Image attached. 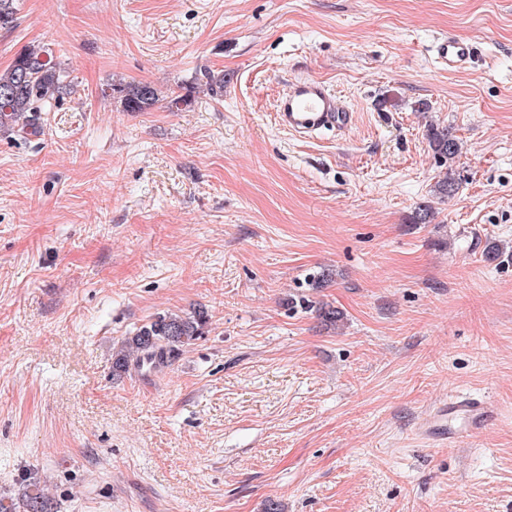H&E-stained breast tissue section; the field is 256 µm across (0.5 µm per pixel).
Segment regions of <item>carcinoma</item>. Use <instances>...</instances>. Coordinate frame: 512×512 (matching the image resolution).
Returning <instances> with one entry per match:
<instances>
[{"instance_id": "obj_1", "label": "carcinoma", "mask_w": 512, "mask_h": 512, "mask_svg": "<svg viewBox=\"0 0 512 512\" xmlns=\"http://www.w3.org/2000/svg\"><path fill=\"white\" fill-rule=\"evenodd\" d=\"M18 0H0V28H10L16 20ZM67 72L58 64L50 48L40 44L25 46L13 63L0 72V130L29 140L42 133L41 113L49 112L70 90ZM111 92L128 112H148L160 101L156 88L144 83L113 84ZM429 145L440 161L452 160L459 151L456 137L445 127H432ZM208 315L203 310L188 314H159L125 338L112 354V374L128 372L131 363H154V368L192 345L205 334ZM22 512H52L39 491L21 499Z\"/></svg>"}]
</instances>
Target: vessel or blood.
Instances as JSON below:
<instances>
[{
	"mask_svg": "<svg viewBox=\"0 0 512 512\" xmlns=\"http://www.w3.org/2000/svg\"><path fill=\"white\" fill-rule=\"evenodd\" d=\"M436 61L451 69L464 68L474 55L466 38L448 34L438 38L432 48ZM278 126L291 134L312 136L329 130L345 134L352 129L355 114L322 81L303 78L292 82L280 98L276 112ZM497 406L489 398L452 396L428 413L422 434L443 448H455L492 426Z\"/></svg>",
	"mask_w": 512,
	"mask_h": 512,
	"instance_id": "obj_1",
	"label": "vessel or blood"
}]
</instances>
